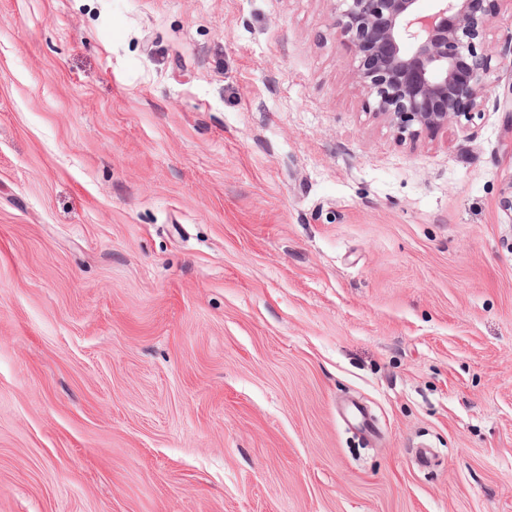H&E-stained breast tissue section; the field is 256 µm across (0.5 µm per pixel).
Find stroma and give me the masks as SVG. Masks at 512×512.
<instances>
[{
	"label": "stroma",
	"instance_id": "35a3bbf8",
	"mask_svg": "<svg viewBox=\"0 0 512 512\" xmlns=\"http://www.w3.org/2000/svg\"><path fill=\"white\" fill-rule=\"evenodd\" d=\"M332 9L0 0V512H512V112L399 139Z\"/></svg>",
	"mask_w": 512,
	"mask_h": 512
}]
</instances>
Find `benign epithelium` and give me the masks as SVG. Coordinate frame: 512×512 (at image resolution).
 <instances>
[{"label":"benign epithelium","mask_w":512,"mask_h":512,"mask_svg":"<svg viewBox=\"0 0 512 512\" xmlns=\"http://www.w3.org/2000/svg\"><path fill=\"white\" fill-rule=\"evenodd\" d=\"M333 25L351 44L354 76L372 113L400 138L470 120L489 101L492 57L483 0H333Z\"/></svg>","instance_id":"benign-epithelium-1"}]
</instances>
